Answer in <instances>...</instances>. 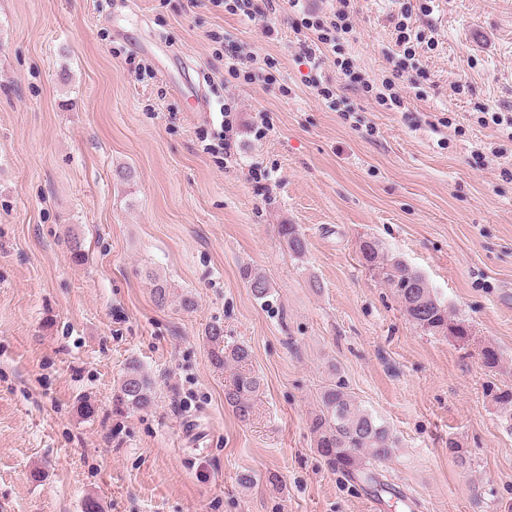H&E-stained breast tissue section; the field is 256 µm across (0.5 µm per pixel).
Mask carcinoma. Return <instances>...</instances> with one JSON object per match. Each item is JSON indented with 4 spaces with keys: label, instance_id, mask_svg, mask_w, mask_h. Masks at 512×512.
Here are the masks:
<instances>
[{
    "label": "carcinoma",
    "instance_id": "carcinoma-1",
    "mask_svg": "<svg viewBox=\"0 0 512 512\" xmlns=\"http://www.w3.org/2000/svg\"><path fill=\"white\" fill-rule=\"evenodd\" d=\"M279 235L295 255L306 251V240L295 224H281ZM363 263L377 272L387 287L393 289L410 321L432 335L451 332L460 339L469 338L467 327L450 319L448 306L426 283L424 277L401 260L386 258L377 241L363 239L359 244ZM255 298L262 300L270 291L265 277L244 271ZM211 345V361L219 369H232L224 390V401L235 417L249 422L256 413L261 379L252 369L251 351L244 344H224V328L210 325L205 334ZM153 383L139 362H128L116 395L117 405L132 410L149 408L153 403ZM316 435L317 452L330 467L366 483L377 481L372 465L387 460L395 441L390 429L378 423L372 414L361 409L340 383L320 392V411L311 421Z\"/></svg>",
    "mask_w": 512,
    "mask_h": 512
}]
</instances>
